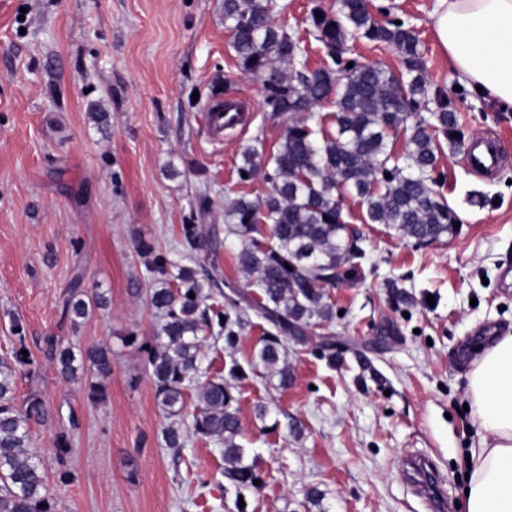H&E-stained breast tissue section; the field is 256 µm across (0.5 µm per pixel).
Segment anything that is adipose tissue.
<instances>
[{"instance_id": "adipose-tissue-1", "label": "adipose tissue", "mask_w": 512, "mask_h": 512, "mask_svg": "<svg viewBox=\"0 0 512 512\" xmlns=\"http://www.w3.org/2000/svg\"><path fill=\"white\" fill-rule=\"evenodd\" d=\"M431 19L460 82L512 111V0H435ZM467 397L477 439L463 512H512V330L477 353Z\"/></svg>"}]
</instances>
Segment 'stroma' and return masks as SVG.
<instances>
[{"label": "stroma", "instance_id": "stroma-1", "mask_svg": "<svg viewBox=\"0 0 512 512\" xmlns=\"http://www.w3.org/2000/svg\"><path fill=\"white\" fill-rule=\"evenodd\" d=\"M434 0H371L381 19L410 20L428 82L448 93L466 140L495 132L502 161L474 170L465 150L438 153L436 189L461 220L458 234L429 245L365 221L346 195L343 217L359 231L362 276L324 287L336 316L326 344H290L293 382L255 367L269 325L250 314L234 348L207 340L202 366L247 369L235 395L245 463L258 487L224 478V447L180 421L185 445L164 447L168 420L154 397L144 354L158 319L139 244L185 263L179 230L190 204L215 235L209 272L254 298L238 262L242 242L224 230V208L265 192L243 181L242 150L274 152L286 124L271 117L260 79L241 70L224 26L223 0H0V360L24 343L33 366L18 374V403L43 400L32 425L60 512H426L402 481L408 456L439 467L459 503L476 427L463 406L473 347L512 328V112L468 89L439 46ZM227 90L249 113L213 142L212 91ZM82 275L106 308L79 324L62 315ZM22 335H15V327ZM106 345V398L91 401L90 371L61 377L46 344ZM267 408L258 417L257 405ZM67 433L71 451L54 442Z\"/></svg>", "mask_w": 512, "mask_h": 512}]
</instances>
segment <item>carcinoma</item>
<instances>
[{"instance_id":"obj_1","label":"carcinoma","mask_w":512,"mask_h":512,"mask_svg":"<svg viewBox=\"0 0 512 512\" xmlns=\"http://www.w3.org/2000/svg\"><path fill=\"white\" fill-rule=\"evenodd\" d=\"M286 0H224V26L241 69L263 80L272 116H288L275 152L266 156L246 147L237 172L268 186L262 196L234 199L224 209L228 232L244 240L240 262L259 289V300L246 306L221 291L204 266L175 265L164 253L143 245L145 267L155 287L151 307L163 319L150 340L130 344L146 356L161 410L178 417L193 405L194 433L224 444V477L235 487L254 486L256 466L243 464L236 397L224 377H210L201 368L203 333L232 348L238 340L224 311L208 300L218 295L242 314L254 309L274 331L259 351L264 368L288 387L293 376L285 358L287 338L306 344L309 332L333 322L322 286L352 278L362 271L360 234L340 222L342 201L354 193L366 206V222L383 224L418 245L457 235V214L434 189L433 177L441 142L459 148L464 134L448 96L432 87L422 72V50L414 28L400 21L378 20L364 0H336V11L314 7L303 23L308 33L332 50L366 39L384 43L400 56L404 70L378 63L338 60L340 70L307 69L306 50L298 26L285 20ZM333 98L335 111L316 108ZM410 132L409 152L399 160L389 149V136ZM182 246L187 257L214 253L213 237L199 225L184 224ZM82 278L70 283L64 314L73 324L101 304V296L81 291ZM194 297H189V294ZM60 374L68 378L77 364L97 377L112 371V350L94 346L74 352L57 336L47 339ZM19 346L13 361H0V512H57L48 492L46 472L32 450L30 425L46 417L42 400L15 402L18 373L33 365Z\"/></svg>"}]
</instances>
